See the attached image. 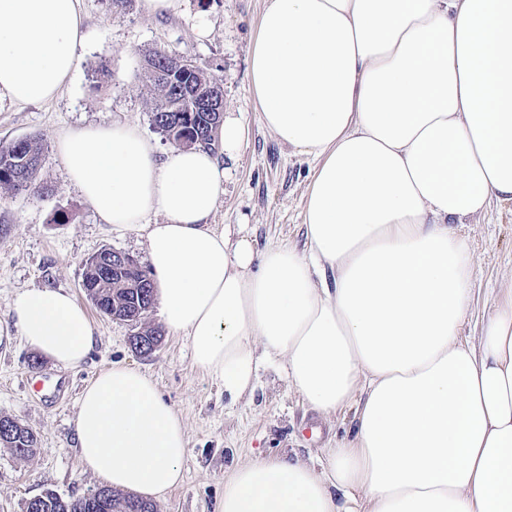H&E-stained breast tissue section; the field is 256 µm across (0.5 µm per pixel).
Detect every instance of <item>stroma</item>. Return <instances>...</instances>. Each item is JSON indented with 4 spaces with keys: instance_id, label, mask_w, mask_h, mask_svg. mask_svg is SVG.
I'll return each instance as SVG.
<instances>
[{
    "instance_id": "obj_1",
    "label": "stroma",
    "mask_w": 512,
    "mask_h": 512,
    "mask_svg": "<svg viewBox=\"0 0 512 512\" xmlns=\"http://www.w3.org/2000/svg\"><path fill=\"white\" fill-rule=\"evenodd\" d=\"M265 6L266 0H182L176 13L153 17L141 0L123 9L109 0H80L85 39L60 93L32 105L0 98V142L36 139L43 147L38 180L48 188L44 194L0 189V417L39 437L28 459L0 446V512H23L26 501L49 491L75 499L100 487L79 463L77 400L90 379L115 363L152 378L185 427L184 478L157 502V512H220L224 483L239 466L288 453L315 462L351 436V414L313 410L277 365L263 366L253 392L233 400L194 366L184 337L166 334L154 352H136L131 325L100 313L81 287L85 261L102 250L147 264L146 239L144 232L105 224L83 201L55 143L82 125L129 123L165 157L173 145L153 125L154 93L140 77L143 55L153 50L203 68L224 89L225 116L246 129L240 153L221 158L224 193L212 223L230 238L249 236L259 249L271 242L305 248L302 209L312 161L261 125L249 92V49ZM460 232L474 255L463 335L475 339L499 290L512 286V202H492ZM27 288L64 289L88 312L95 335L81 365L38 357L18 335L11 305Z\"/></svg>"
}]
</instances>
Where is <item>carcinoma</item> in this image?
Instances as JSON below:
<instances>
[{
  "mask_svg": "<svg viewBox=\"0 0 512 512\" xmlns=\"http://www.w3.org/2000/svg\"><path fill=\"white\" fill-rule=\"evenodd\" d=\"M142 71L146 83L155 94L152 120L155 129L167 140L181 147L190 139L196 146L209 148L212 132L219 127L211 112L190 111V96L215 87L204 71L188 63L174 52L155 50L143 56ZM43 151L33 139L0 143V188L10 191L43 190L36 181ZM99 267L93 259L85 262V280L92 301L100 313L121 321L139 322L155 302L154 285L147 271L135 262L122 273H113V284L97 287ZM0 444L19 458L31 457L38 437L26 427L10 420H0ZM110 512H155L152 502L138 496L110 491ZM25 512H83L80 500H64L46 492L37 501L26 503Z\"/></svg>",
  "mask_w": 512,
  "mask_h": 512,
  "instance_id": "obj_1",
  "label": "carcinoma"
}]
</instances>
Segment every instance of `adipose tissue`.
Masks as SVG:
<instances>
[{
	"label": "adipose tissue",
	"instance_id": "obj_1",
	"mask_svg": "<svg viewBox=\"0 0 512 512\" xmlns=\"http://www.w3.org/2000/svg\"><path fill=\"white\" fill-rule=\"evenodd\" d=\"M82 27L78 0H0V94L54 98ZM249 78L266 129L315 164L306 251L259 252L210 224L224 192L211 151L160 161L127 124L55 145L105 223L144 231L168 332L230 398L277 361L316 411L354 412L321 465L240 466L221 512H512V287L462 338L473 260L458 231L512 202V0H268ZM12 313L53 363L86 359L93 327L65 290H23ZM75 425L107 487L151 500L180 484L185 429L139 370L90 380Z\"/></svg>",
	"mask_w": 512,
	"mask_h": 512
}]
</instances>
